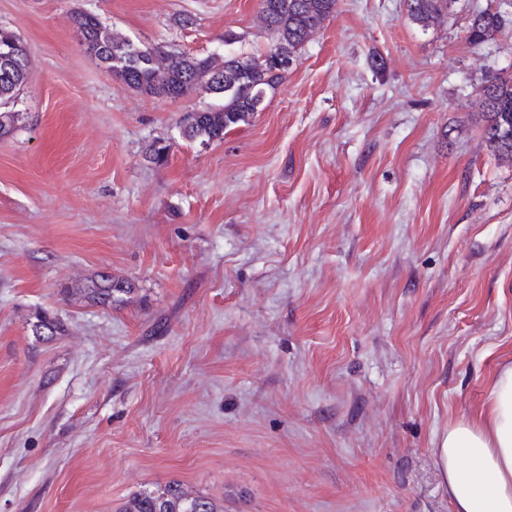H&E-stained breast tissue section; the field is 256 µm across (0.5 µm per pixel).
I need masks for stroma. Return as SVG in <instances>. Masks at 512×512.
<instances>
[{"mask_svg": "<svg viewBox=\"0 0 512 512\" xmlns=\"http://www.w3.org/2000/svg\"><path fill=\"white\" fill-rule=\"evenodd\" d=\"M499 2L424 29L339 0L204 142L178 126L216 96L132 92L70 16L257 58L259 0H0L29 57L0 138V512H120L173 480L224 512H452L435 450L512 365V163L480 108L512 21L467 39ZM103 271L134 293L88 303ZM39 311L62 332L34 336ZM504 15L500 10L495 14L479 11L472 16L467 34L468 38L476 43L492 38L505 24Z\"/></svg>", "mask_w": 512, "mask_h": 512, "instance_id": "stroma-1", "label": "stroma"}]
</instances>
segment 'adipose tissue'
<instances>
[{
	"label": "adipose tissue",
	"instance_id": "1",
	"mask_svg": "<svg viewBox=\"0 0 512 512\" xmlns=\"http://www.w3.org/2000/svg\"><path fill=\"white\" fill-rule=\"evenodd\" d=\"M436 454L453 512H512V365L495 379L483 421L450 426Z\"/></svg>",
	"mask_w": 512,
	"mask_h": 512
}]
</instances>
